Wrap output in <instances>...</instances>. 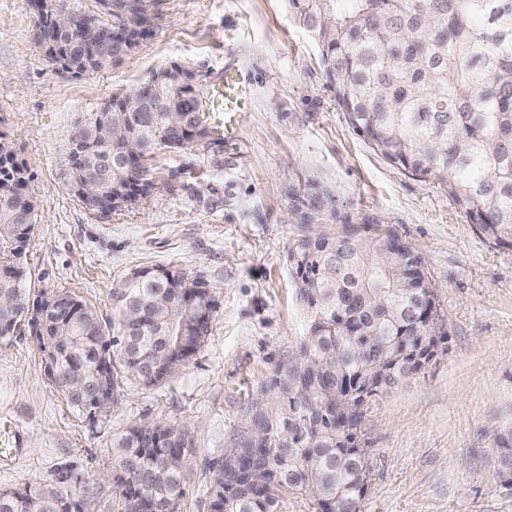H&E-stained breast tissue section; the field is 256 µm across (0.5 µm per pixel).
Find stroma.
<instances>
[{"instance_id":"obj_1","label":"stroma","mask_w":512,"mask_h":512,"mask_svg":"<svg viewBox=\"0 0 512 512\" xmlns=\"http://www.w3.org/2000/svg\"><path fill=\"white\" fill-rule=\"evenodd\" d=\"M150 10L151 37L122 63L76 74L42 52L24 0H0V141L27 162L36 201L26 286L36 297L70 291L106 318L116 283L160 266L214 293L212 333L187 368L155 389L127 383L92 419L76 417L48 380L31 329L0 339V418L20 427L25 448L0 462V489L50 480L90 512H119L109 442L164 419L193 439L179 512H209L214 462L250 432L257 405L275 402L266 385L306 328L287 258L306 227L288 189L311 178L353 225L375 220L418 248L448 332L426 369L367 408L361 512H512L491 440L512 425V249L352 130L288 0H151ZM173 61L201 84L229 66L243 74L253 105L238 142L157 151L152 196L90 211L68 165L80 130L114 93Z\"/></svg>"}]
</instances>
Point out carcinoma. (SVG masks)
I'll use <instances>...</instances> for the list:
<instances>
[{
  "mask_svg": "<svg viewBox=\"0 0 512 512\" xmlns=\"http://www.w3.org/2000/svg\"><path fill=\"white\" fill-rule=\"evenodd\" d=\"M39 36L56 13L39 0ZM312 33L352 129L392 166L432 179L480 233L512 247V0H288ZM100 38L56 48L54 63L77 74L123 60L151 34L146 0H112L111 20L97 19ZM189 69L167 64L151 80L112 95L80 131L83 163L105 188L112 208L147 199L157 183L145 166L161 148L198 149L199 93L179 83ZM29 181L26 164L0 143V266L25 250L35 206L10 184ZM302 224L340 221L329 193L309 183L290 189ZM288 262L308 320L271 387L276 410H260L237 451L213 468L210 512H280L281 493L300 495L315 512H360L371 472L361 445L366 407L381 391L422 371L445 332L416 327L419 310L438 314L419 252L374 225L331 237L307 233L288 247ZM0 338L21 321L38 336L47 376L67 404L92 418L98 405L76 391L112 399L120 382L146 387L186 368L211 334L216 300L197 279L163 268L132 271L112 289V320L71 292L31 309L25 271L0 276ZM107 357L112 369L99 370ZM494 443L512 484V428ZM192 441L165 422L131 425L112 441L120 512H177L182 470ZM0 512H85L53 482L0 489Z\"/></svg>",
  "mask_w": 512,
  "mask_h": 512,
  "instance_id": "carcinoma-1",
  "label": "carcinoma"
}]
</instances>
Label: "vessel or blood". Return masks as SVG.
I'll list each match as a JSON object with an SVG mask.
<instances>
[{
  "mask_svg": "<svg viewBox=\"0 0 512 512\" xmlns=\"http://www.w3.org/2000/svg\"><path fill=\"white\" fill-rule=\"evenodd\" d=\"M252 102L250 85L233 69H226L222 83L203 87L201 112L212 139L225 143L239 137V115Z\"/></svg>",
  "mask_w": 512,
  "mask_h": 512,
  "instance_id": "1",
  "label": "vessel or blood"
}]
</instances>
